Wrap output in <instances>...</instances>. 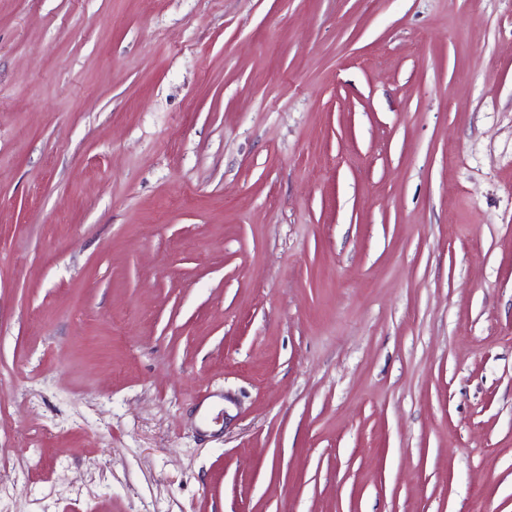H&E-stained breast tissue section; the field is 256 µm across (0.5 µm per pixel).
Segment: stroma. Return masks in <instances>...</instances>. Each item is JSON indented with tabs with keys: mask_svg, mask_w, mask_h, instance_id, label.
<instances>
[{
	"mask_svg": "<svg viewBox=\"0 0 512 512\" xmlns=\"http://www.w3.org/2000/svg\"><path fill=\"white\" fill-rule=\"evenodd\" d=\"M0 512H512V0H0Z\"/></svg>",
	"mask_w": 512,
	"mask_h": 512,
	"instance_id": "1",
	"label": "stroma"
}]
</instances>
